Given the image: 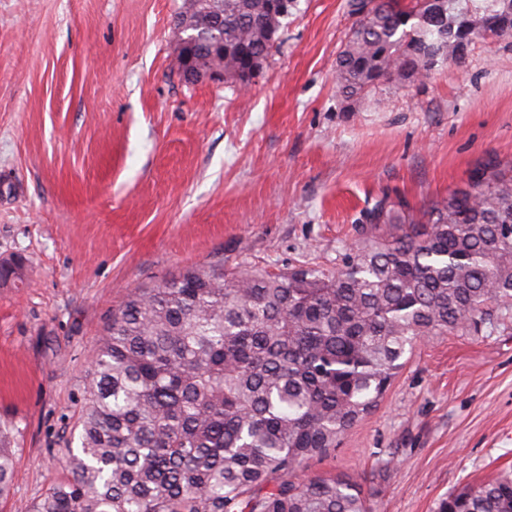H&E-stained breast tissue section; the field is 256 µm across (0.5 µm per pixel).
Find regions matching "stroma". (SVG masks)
Masks as SVG:
<instances>
[{
  "mask_svg": "<svg viewBox=\"0 0 512 512\" xmlns=\"http://www.w3.org/2000/svg\"><path fill=\"white\" fill-rule=\"evenodd\" d=\"M348 0H295L248 92L185 82L182 0H0V424L18 512L65 466L85 374L126 294L196 268L336 265L381 200L420 208L512 158V41L342 102ZM305 475L376 512L512 474V320L428 336L377 408Z\"/></svg>",
  "mask_w": 512,
  "mask_h": 512,
  "instance_id": "obj_1",
  "label": "stroma"
}]
</instances>
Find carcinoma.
Listing matches in <instances>:
<instances>
[{
    "label": "carcinoma",
    "mask_w": 512,
    "mask_h": 512,
    "mask_svg": "<svg viewBox=\"0 0 512 512\" xmlns=\"http://www.w3.org/2000/svg\"><path fill=\"white\" fill-rule=\"evenodd\" d=\"M336 58L343 101L409 85L457 45L512 38V0H349ZM224 54L196 47L226 80L261 68L288 14L224 0ZM0 264V281L24 275ZM512 315V161L415 214L378 202L327 271L188 269L113 309L87 371L79 446L25 512H373L345 476L300 478L374 410L421 336ZM15 449L0 427V500ZM437 512H512V476L442 499Z\"/></svg>",
    "instance_id": "1"
}]
</instances>
